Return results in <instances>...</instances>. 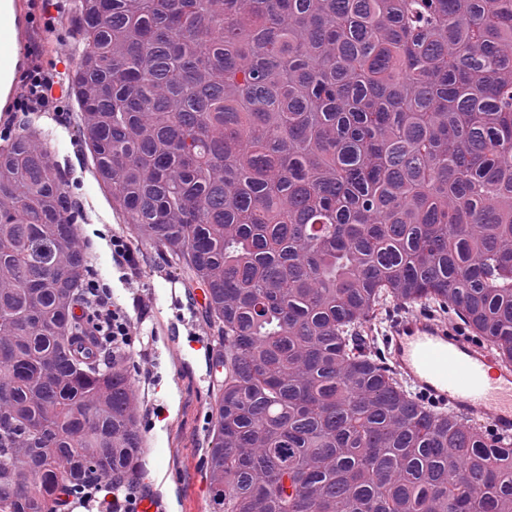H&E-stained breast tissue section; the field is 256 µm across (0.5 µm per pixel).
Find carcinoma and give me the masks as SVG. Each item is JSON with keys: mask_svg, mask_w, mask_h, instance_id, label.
I'll return each mask as SVG.
<instances>
[{"mask_svg": "<svg viewBox=\"0 0 512 512\" xmlns=\"http://www.w3.org/2000/svg\"><path fill=\"white\" fill-rule=\"evenodd\" d=\"M79 142L205 292L215 512H512V439L419 407L393 304L512 365V0H77ZM0 147V512L141 474L129 359L75 314L66 173Z\"/></svg>", "mask_w": 512, "mask_h": 512, "instance_id": "obj_1", "label": "carcinoma"}]
</instances>
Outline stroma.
Instances as JSON below:
<instances>
[{
  "label": "stroma",
  "mask_w": 512,
  "mask_h": 512,
  "mask_svg": "<svg viewBox=\"0 0 512 512\" xmlns=\"http://www.w3.org/2000/svg\"><path fill=\"white\" fill-rule=\"evenodd\" d=\"M52 104L66 111L65 126H57L52 113L39 110L18 114L16 123L41 134L58 130L59 137L51 145L66 170L72 199L84 210L85 221L79 232L89 243L93 270L102 284L118 294L119 305L138 328L137 336L127 347L135 364L132 381L144 400L138 419L143 422L157 418L163 407L175 430L170 446L147 439L142 459L145 473L135 491L140 496H158L161 512H197V499L210 497L206 461L212 435L199 416L213 409L217 384L224 374L217 368L212 350L203 349L176 362L160 363L155 360V351L162 346V334L184 336L193 332L211 342L216 330L202 314L203 306L197 300L199 287L188 281L183 268L166 262L147 243H136L133 229L113 210L109 194L93 175L89 151L74 139L76 113L69 111L64 100L56 98ZM114 236L135 242L137 265H128L113 255L110 239ZM167 282L172 283L180 303L157 319L150 315L142 297ZM155 331L160 334L156 340L151 337Z\"/></svg>",
  "instance_id": "stroma-1"
}]
</instances>
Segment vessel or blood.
Instances as JSON below:
<instances>
[{
	"instance_id": "vessel-or-blood-1",
	"label": "vessel or blood",
	"mask_w": 512,
	"mask_h": 512,
	"mask_svg": "<svg viewBox=\"0 0 512 512\" xmlns=\"http://www.w3.org/2000/svg\"><path fill=\"white\" fill-rule=\"evenodd\" d=\"M38 11L37 0H0V111H13L16 76L31 66L26 45ZM385 339L389 366L416 402L512 438V366L474 337L418 312L394 317Z\"/></svg>"
}]
</instances>
